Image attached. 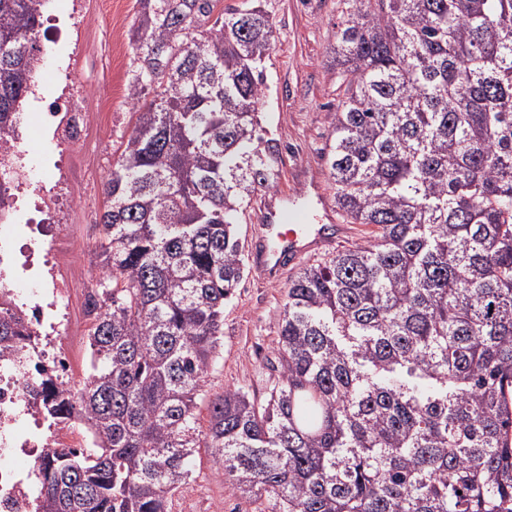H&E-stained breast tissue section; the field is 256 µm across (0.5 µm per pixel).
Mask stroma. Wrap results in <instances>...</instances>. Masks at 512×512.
<instances>
[{
    "label": "stroma",
    "instance_id": "stroma-1",
    "mask_svg": "<svg viewBox=\"0 0 512 512\" xmlns=\"http://www.w3.org/2000/svg\"><path fill=\"white\" fill-rule=\"evenodd\" d=\"M86 23L79 39L88 53L85 71L69 70V46L62 33L70 27L72 0H46L41 39L47 52L37 79L51 86L63 76L83 86L88 108L108 99L109 115L91 129V147L76 148L69 162L81 177L73 186L77 207L102 213L106 198L102 179L134 119L128 99V70L133 55L129 30L137 0H81ZM278 36L266 67L261 110L266 126L282 152L276 195L299 194L305 183L299 174L324 169L322 149L332 129L336 104L343 95L330 48L336 42L342 0H263ZM49 133L32 130L21 155L29 180L23 193L37 199L49 195L50 160L55 159ZM288 287L287 279L262 281L245 274L224 307L221 357L207 378L210 394L227 389L248 391L257 401L279 379L275 345ZM267 512L266 500L242 497L226 481L223 470L207 454L195 458L193 476L174 495L172 508L181 512Z\"/></svg>",
    "mask_w": 512,
    "mask_h": 512
}]
</instances>
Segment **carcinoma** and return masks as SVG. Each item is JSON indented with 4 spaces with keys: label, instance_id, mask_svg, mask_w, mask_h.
<instances>
[{
    "label": "carcinoma",
    "instance_id": "obj_1",
    "mask_svg": "<svg viewBox=\"0 0 512 512\" xmlns=\"http://www.w3.org/2000/svg\"><path fill=\"white\" fill-rule=\"evenodd\" d=\"M138 4L92 373L72 396L27 389L94 448L38 459L36 512H170L201 448L271 512H512V0H346L325 159L342 217L378 234L290 281L262 403L204 387L246 270L238 224L280 178L260 110L274 30L258 0ZM42 7L0 0V149ZM21 336L0 310V355Z\"/></svg>",
    "mask_w": 512,
    "mask_h": 512
}]
</instances>
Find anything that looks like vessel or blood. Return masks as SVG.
Listing matches in <instances>:
<instances>
[{
  "mask_svg": "<svg viewBox=\"0 0 512 512\" xmlns=\"http://www.w3.org/2000/svg\"><path fill=\"white\" fill-rule=\"evenodd\" d=\"M334 219L328 207L317 215L295 200L285 210L268 203L261 216V245L253 254L255 272L264 279H279L302 256L332 250L335 240L329 237L327 224Z\"/></svg>",
  "mask_w": 512,
  "mask_h": 512,
  "instance_id": "1",
  "label": "vessel or blood"
}]
</instances>
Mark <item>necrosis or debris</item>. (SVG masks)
<instances>
[{"instance_id":"necrosis-or-debris-1","label":"necrosis or debris","mask_w":512,"mask_h":512,"mask_svg":"<svg viewBox=\"0 0 512 512\" xmlns=\"http://www.w3.org/2000/svg\"><path fill=\"white\" fill-rule=\"evenodd\" d=\"M38 119L65 152L87 145L96 115L86 110L81 91L68 83L47 98ZM75 177V169L61 162L55 165L53 199L36 204V218L25 217L15 207L0 210V308L18 313L29 328L16 354L0 359V512H32L29 466L48 449L92 445L84 419L45 428L22 392L37 378H52L70 393L83 385L67 354L75 330L69 300L76 294L90 298L93 290L75 281L68 268L73 257L85 251L89 236L61 234L58 220ZM25 282L34 288L24 297L20 286Z\"/></svg>"}]
</instances>
